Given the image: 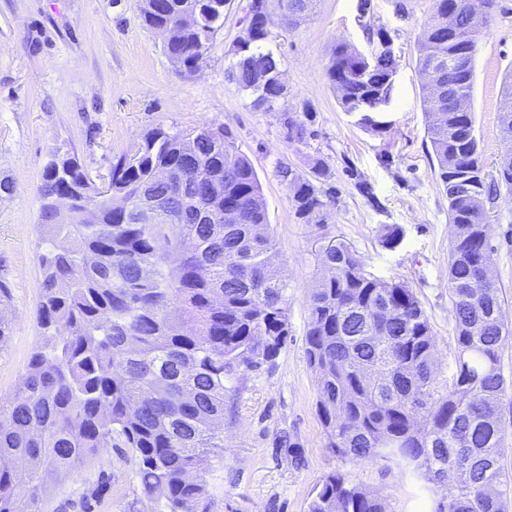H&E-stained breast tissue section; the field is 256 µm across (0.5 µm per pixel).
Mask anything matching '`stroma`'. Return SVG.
<instances>
[{
    "instance_id": "stroma-1",
    "label": "stroma",
    "mask_w": 512,
    "mask_h": 512,
    "mask_svg": "<svg viewBox=\"0 0 512 512\" xmlns=\"http://www.w3.org/2000/svg\"><path fill=\"white\" fill-rule=\"evenodd\" d=\"M250 0H232L224 26L200 70L181 71L162 37L141 20V0H0V399L22 387L32 351L43 341L38 189L53 155L73 157L94 181L153 128L169 132L224 126L252 162L262 184L278 267L288 283V338L271 363L226 378L224 452L201 474L209 512H308L326 474L381 496L386 512H435L438 486L411 480L395 465L355 463L334 453L317 411V376L306 355L310 295L322 275L319 256L348 244L366 270L412 289L432 326L439 382L457 355L448 300V197L440 189L426 134L416 39L433 14L432 0H319L297 24L275 19L265 43L281 62L288 96L278 111L252 105L249 92L227 80L230 49L245 25ZM390 34L397 73L381 132L357 126L330 89L326 66L337 41L369 51L365 25ZM512 71V0H497L474 59L472 110L486 176L504 150L497 121L504 78ZM307 134H288L285 116ZM327 168L335 202L327 223L294 214L276 169ZM493 268L505 316L512 323V201L487 204ZM401 227L394 249L380 242ZM151 512L141 494L136 458L120 437L59 473L42 495V512Z\"/></svg>"
}]
</instances>
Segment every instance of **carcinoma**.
Instances as JSON below:
<instances>
[{"label": "carcinoma", "instance_id": "cac0c4a2", "mask_svg": "<svg viewBox=\"0 0 512 512\" xmlns=\"http://www.w3.org/2000/svg\"><path fill=\"white\" fill-rule=\"evenodd\" d=\"M316 0H265L266 16L247 19L248 34L232 45L227 79L254 96L253 106L273 112L274 84L259 85L257 71L280 67L264 49L274 11L303 17ZM460 4L453 19L448 5ZM433 0V16L417 38L418 65L446 59L458 45L448 24L477 44L487 27L472 28L463 4ZM231 0H142L141 16L155 29L170 25L166 47L179 69H200L207 45L224 25ZM395 59L369 58L338 43L326 75L342 111L360 118L368 97L391 95L385 86ZM472 99L474 72L452 76ZM427 135L448 195L451 228L448 297L458 346L448 385L437 382L431 324L413 291L371 276L351 247L339 242L321 254L323 276L310 299L306 357L317 374L320 420L328 445L352 462L393 463L432 484L448 481L436 512H507L500 451L505 433L488 405L512 395L501 350L512 330L492 272L491 225L486 203L512 195V120L498 118L503 155L499 179L486 181L474 115H436L422 88ZM139 163L121 156L112 165V192L101 196L77 160L53 157L39 187L41 223L49 229L40 257L42 295L38 321L46 343L31 356L23 386L0 400V512H42L49 479L87 455L124 438L138 461L142 494L155 512H207L202 470L224 448V379L244 366L273 361L288 337V284L268 277L278 251L259 176L223 127L174 133L156 129L135 145ZM188 171L201 206L240 212L238 224H207L201 210L182 207L153 172ZM295 216L307 224L328 217L326 167L312 175L280 164ZM76 201L67 224L55 223L51 201L60 193ZM167 204L175 223L138 224L141 197ZM95 211L85 218L86 208ZM172 250L179 264L167 265ZM484 276V287L470 281ZM178 302L177 312L170 311ZM376 363L377 381L361 368ZM309 512H385L382 498L326 475Z\"/></svg>", "mask_w": 512, "mask_h": 512}]
</instances>
